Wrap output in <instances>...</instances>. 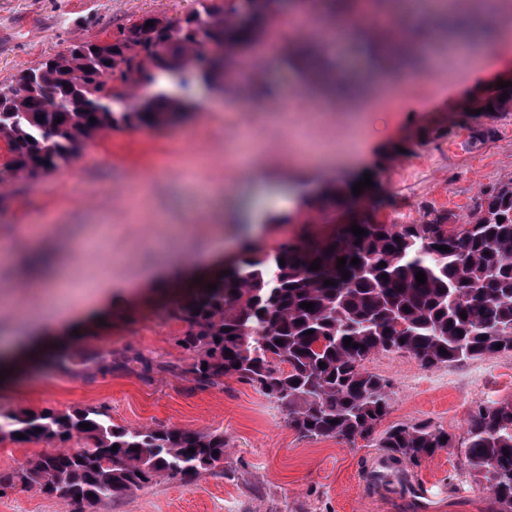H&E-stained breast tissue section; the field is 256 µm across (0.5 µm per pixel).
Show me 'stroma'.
Wrapping results in <instances>:
<instances>
[{"mask_svg": "<svg viewBox=\"0 0 512 512\" xmlns=\"http://www.w3.org/2000/svg\"><path fill=\"white\" fill-rule=\"evenodd\" d=\"M195 0H0V85L15 81L68 46L107 42L150 14L184 17ZM424 52L413 64L400 110L357 115L346 105L319 111L294 69L278 56H253L256 90L194 86L206 112L158 128H125L89 141L71 162L34 180L0 184V298L16 309L42 305V284L59 277L74 298L90 290L112 303V326L90 331L82 346L182 361L181 333L168 302L142 284L144 272L169 260L231 244L273 250L302 231L321 236L369 214L390 224H420L448 213L471 221L483 193L512 181V112H464L500 82L508 67H481L457 48L446 28L416 29ZM476 125L493 129L469 143ZM316 149L335 170L298 164ZM370 176L348 206L319 210L312 200ZM365 368L392 383L387 424L426 421L463 436L472 410L512 401V353L422 368L401 353L379 352ZM103 408L121 427L182 428L223 434L224 457L195 476L156 478L134 494L84 506L83 512H419L416 490L442 487L428 512H488V483L472 475L463 448L438 451L410 469L405 487H375L380 451L365 441L311 440L285 411L250 385L225 379L200 388L158 372L75 375L53 367L20 374L0 388V407L35 411ZM0 512H74L70 503L14 487L0 493Z\"/></svg>", "mask_w": 512, "mask_h": 512, "instance_id": "35a3bbf8", "label": "stroma"}]
</instances>
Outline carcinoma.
Wrapping results in <instances>:
<instances>
[{
  "mask_svg": "<svg viewBox=\"0 0 512 512\" xmlns=\"http://www.w3.org/2000/svg\"><path fill=\"white\" fill-rule=\"evenodd\" d=\"M292 2L198 0L200 8L179 21L138 18L107 51L77 43L28 69L0 88V140L11 153L0 167V183L58 170L102 132L157 127L183 116L192 87L210 82L224 90L233 52ZM298 59L314 76L328 79L336 71L310 49L294 48L288 64ZM505 91L507 98L499 100ZM488 107L511 112L512 86L477 105ZM449 220L446 213L423 224L367 218L358 223L367 231L361 237L341 224L323 237L303 235L272 251H247L216 289H202L167 310L182 326L176 345L190 355L188 363L82 348L57 357L55 366L105 375L137 363L145 378L164 370L199 387L234 377L281 405L303 436L367 440L399 475L459 444L468 469L488 482L491 512H512V402L479 406L458 441L428 422L397 423L375 434L390 413L392 390L387 379L364 368L370 355L402 352L430 369L512 352V182L485 193L474 221L456 227ZM342 257L350 272L345 279L337 269ZM354 257L360 264H351ZM315 260L320 268L312 271ZM418 271L426 275L423 285ZM305 302L313 311L300 307ZM347 337L357 347L344 346ZM18 433L26 442L48 444L77 435L84 446L34 456L0 473V491L20 484L77 504L132 494L161 476L199 475L224 457L225 447L217 433L119 427L101 408L30 415L0 407V438L14 441Z\"/></svg>",
  "mask_w": 512,
  "mask_h": 512,
  "instance_id": "obj_1",
  "label": "carcinoma"
}]
</instances>
